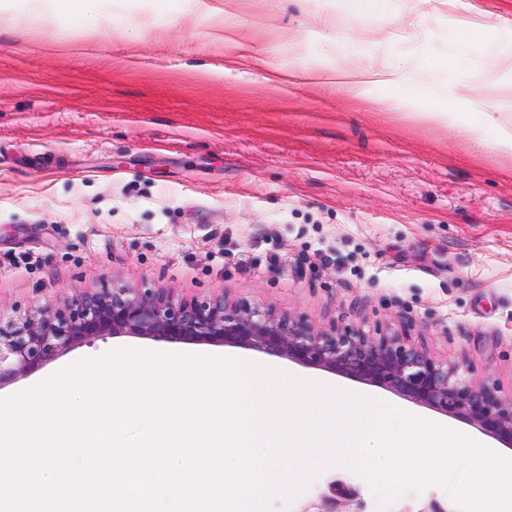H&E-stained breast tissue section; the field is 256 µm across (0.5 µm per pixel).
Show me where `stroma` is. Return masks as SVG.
Listing matches in <instances>:
<instances>
[{
	"mask_svg": "<svg viewBox=\"0 0 512 512\" xmlns=\"http://www.w3.org/2000/svg\"><path fill=\"white\" fill-rule=\"evenodd\" d=\"M210 3L217 15L186 0L0 12V318L105 280L222 294L406 336L512 393V152L470 129L492 81L512 84V0ZM473 26L492 27L493 47L460 40ZM392 67L447 99L336 81ZM443 109L450 122L434 120ZM120 348L218 351L111 337L0 397Z\"/></svg>",
	"mask_w": 512,
	"mask_h": 512,
	"instance_id": "stroma-1",
	"label": "stroma"
}]
</instances>
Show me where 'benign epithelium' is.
Returning a JSON list of instances; mask_svg holds the SVG:
<instances>
[{"mask_svg":"<svg viewBox=\"0 0 512 512\" xmlns=\"http://www.w3.org/2000/svg\"><path fill=\"white\" fill-rule=\"evenodd\" d=\"M167 343L243 346L387 389L418 405L462 419L512 450V395L462 378L456 368L398 336H370L332 325L317 330L294 314H276L224 297L183 298L171 288L109 282L33 305L0 322V388L63 354L108 337ZM299 512H371L361 493L336 475Z\"/></svg>","mask_w":512,"mask_h":512,"instance_id":"7a95c632","label":"benign epithelium"}]
</instances>
